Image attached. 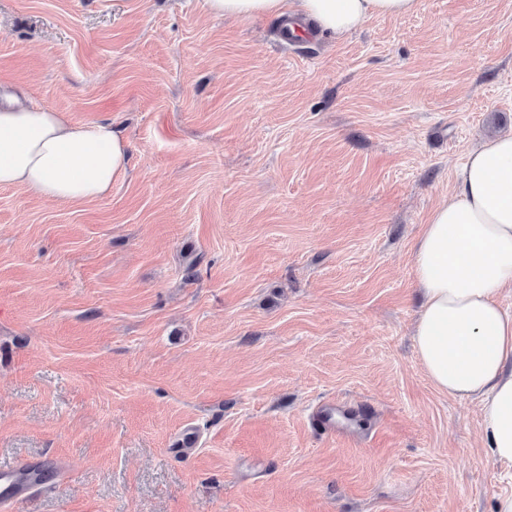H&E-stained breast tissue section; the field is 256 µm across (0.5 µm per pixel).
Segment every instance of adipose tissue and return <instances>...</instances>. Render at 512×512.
I'll list each match as a JSON object with an SVG mask.
<instances>
[{
	"label": "adipose tissue",
	"mask_w": 512,
	"mask_h": 512,
	"mask_svg": "<svg viewBox=\"0 0 512 512\" xmlns=\"http://www.w3.org/2000/svg\"><path fill=\"white\" fill-rule=\"evenodd\" d=\"M420 0H202L214 15L292 11L336 37L375 17L415 12ZM127 144L110 122L83 128L65 114L0 108V186L22 185L60 203L105 197L127 169ZM423 294L413 340L441 393L477 401L494 459L512 467V131L477 143L458 187L432 210L415 250Z\"/></svg>",
	"instance_id": "ef3b65f1"
}]
</instances>
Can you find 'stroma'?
<instances>
[{"instance_id": "stroma-1", "label": "stroma", "mask_w": 512, "mask_h": 512, "mask_svg": "<svg viewBox=\"0 0 512 512\" xmlns=\"http://www.w3.org/2000/svg\"><path fill=\"white\" fill-rule=\"evenodd\" d=\"M281 25L0 0V105L111 122L129 156L102 199L0 187V470L65 467L15 512H494L512 493L477 402L412 344L415 243L471 147L512 130V0H420L343 39ZM331 399L351 437L314 428Z\"/></svg>"}]
</instances>
